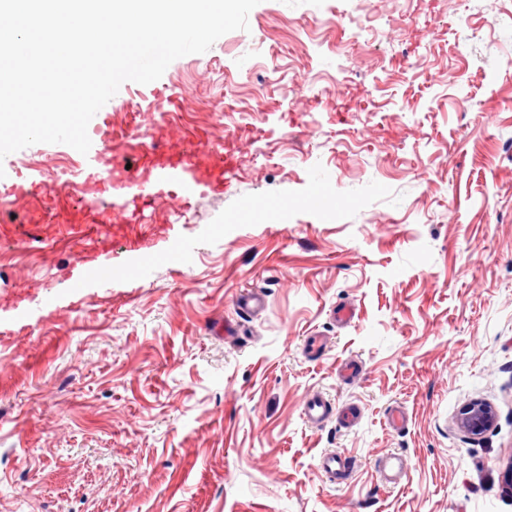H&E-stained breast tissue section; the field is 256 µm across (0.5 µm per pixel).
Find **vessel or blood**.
<instances>
[{"label": "vessel or blood", "mask_w": 512, "mask_h": 512, "mask_svg": "<svg viewBox=\"0 0 512 512\" xmlns=\"http://www.w3.org/2000/svg\"><path fill=\"white\" fill-rule=\"evenodd\" d=\"M88 135L87 155L67 176L52 181L41 172L8 171L0 178V211L25 210L34 237L44 233L43 216L48 212L59 219V232L80 238L93 237L101 225L109 224L122 238L127 255L143 257L155 246L153 228L142 222L157 198L174 197L186 205L198 195L223 192L236 165L232 150H216L205 134L190 129L173 134L158 126L143 137L119 136L102 117ZM85 259L98 267L102 283H111L115 262L109 248H95ZM333 410L329 399L313 397L304 416L321 422ZM347 466L346 456L336 451L319 458L320 470L331 480Z\"/></svg>", "instance_id": "1"}]
</instances>
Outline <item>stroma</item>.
Instances as JSON below:
<instances>
[{
	"label": "stroma",
	"instance_id": "stroma-1",
	"mask_svg": "<svg viewBox=\"0 0 512 512\" xmlns=\"http://www.w3.org/2000/svg\"><path fill=\"white\" fill-rule=\"evenodd\" d=\"M335 18L357 44L311 40ZM248 22L168 66L174 111L124 87L103 107L118 133L237 151L224 193L161 200L147 277L117 237L107 288L94 241L0 240V512H512V0H260ZM249 289L264 309H239ZM315 392L336 410L317 428ZM475 401L496 412L478 437ZM115 254L104 246L97 247L88 254L82 256L83 261L95 263L100 272V280L104 284L112 283V275L116 267L114 262ZM496 420L494 409L485 403H474L463 410L459 426L467 433L478 436L488 431ZM347 466V457L340 452L325 451L319 458V468L329 480L335 481Z\"/></svg>",
	"mask_w": 512,
	"mask_h": 512
}]
</instances>
